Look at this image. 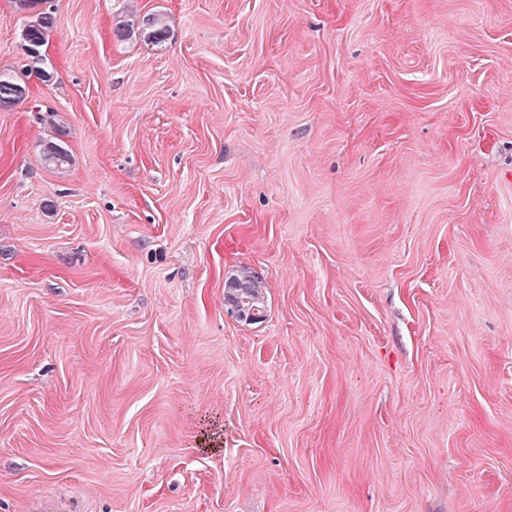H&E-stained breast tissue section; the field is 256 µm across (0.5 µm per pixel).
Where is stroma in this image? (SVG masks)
Segmentation results:
<instances>
[{
    "mask_svg": "<svg viewBox=\"0 0 512 512\" xmlns=\"http://www.w3.org/2000/svg\"><path fill=\"white\" fill-rule=\"evenodd\" d=\"M54 5L0 109V512H512V0ZM16 7L23 12L32 13L24 28L28 33V51L24 52L28 59L23 71L25 76L35 72L40 79L47 82L51 80V71L46 69V58L43 54V47L46 37L54 27L55 17L51 9L35 11L40 5L47 3V0H15ZM33 10V12H31ZM144 24V20H143ZM142 35L149 43L160 45L169 39L170 31L163 19L158 16L149 17L145 20ZM238 279L244 284V287L248 290V293L244 295L246 292L243 289L244 287L240 285L235 279L231 276L225 280L224 288L226 293L227 303L231 306V310L234 311L239 317L248 320V321H256L259 320L262 315V310L257 307L263 306V284L258 277L253 275L248 269L243 268L236 274ZM247 302L242 304V301ZM257 306L253 307L250 311H248V307L246 306Z\"/></svg>",
    "mask_w": 512,
    "mask_h": 512,
    "instance_id": "stroma-1",
    "label": "stroma"
}]
</instances>
